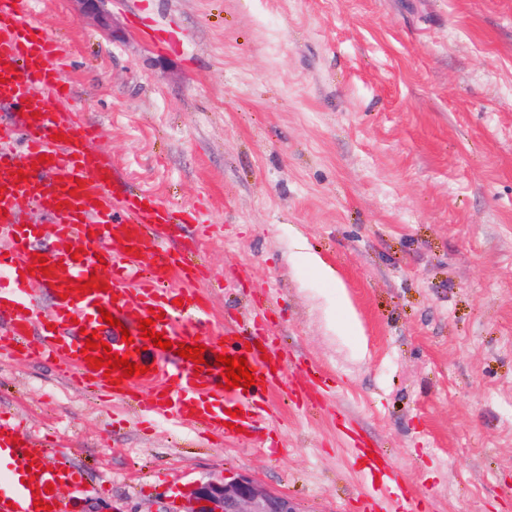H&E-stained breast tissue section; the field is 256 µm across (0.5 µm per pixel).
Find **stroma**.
<instances>
[{
  "label": "stroma",
  "mask_w": 512,
  "mask_h": 512,
  "mask_svg": "<svg viewBox=\"0 0 512 512\" xmlns=\"http://www.w3.org/2000/svg\"><path fill=\"white\" fill-rule=\"evenodd\" d=\"M103 7L110 35L73 0L32 7L93 148L163 204L208 205L212 346L256 316L285 354L275 420L225 442L142 431L126 400L1 352L0 412L84 472L65 512H172L173 488L226 473L356 512L372 479L340 412L428 512H512V0ZM310 365L336 391L299 411Z\"/></svg>",
  "instance_id": "1"
}]
</instances>
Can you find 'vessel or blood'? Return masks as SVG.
I'll use <instances>...</instances> for the list:
<instances>
[{
  "mask_svg": "<svg viewBox=\"0 0 512 512\" xmlns=\"http://www.w3.org/2000/svg\"><path fill=\"white\" fill-rule=\"evenodd\" d=\"M29 7L30 0H0V347L55 362L65 378L108 395L149 386L145 410L153 419L203 427L221 438L238 427L251 433L269 418L265 390L280 378L275 339L226 331V355L246 358L261 379L245 389L220 388L216 349H206L200 366L176 353L178 344H196L209 323L206 297L189 287L204 275L190 261L198 240L183 234L185 225L205 226V213L176 214L152 194L130 190L111 160L92 147L97 131L83 122L61 79L69 51L47 36ZM24 204L47 216L51 234L22 219ZM36 254L45 258L47 273H29ZM93 275L108 291L66 293L65 283L78 288ZM36 285L48 293L49 308L33 296ZM106 311L119 326L104 321ZM154 312L153 329L171 340L170 349L146 345L141 336L140 320ZM93 330L112 353L146 366V373L114 385L103 370L89 367L82 350ZM331 390L312 369L293 400L301 407ZM16 435L15 424L0 417V512H36L37 499L63 512L56 494L37 492L26 479L28 467L46 464V456L27 458L24 446L12 442ZM369 451L353 445V461L381 470L384 484L363 495L360 512H382L387 491L397 496L393 512H419L398 471Z\"/></svg>",
  "mask_w": 512,
  "mask_h": 512,
  "instance_id": "1",
  "label": "vessel or blood"
}]
</instances>
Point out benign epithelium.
<instances>
[{"label":"benign epithelium","mask_w":512,"mask_h":512,"mask_svg":"<svg viewBox=\"0 0 512 512\" xmlns=\"http://www.w3.org/2000/svg\"><path fill=\"white\" fill-rule=\"evenodd\" d=\"M79 16L90 18L106 33L112 20L98 9L100 0H75ZM182 512H298L288 496L271 491L253 479L230 476L197 481L181 494Z\"/></svg>","instance_id":"obj_1"}]
</instances>
